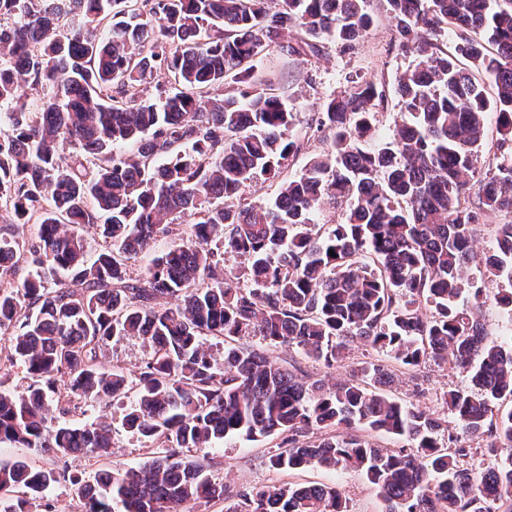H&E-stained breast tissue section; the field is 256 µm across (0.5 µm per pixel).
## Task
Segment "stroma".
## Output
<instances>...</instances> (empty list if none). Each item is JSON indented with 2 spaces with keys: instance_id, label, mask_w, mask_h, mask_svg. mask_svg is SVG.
I'll list each match as a JSON object with an SVG mask.
<instances>
[{
  "instance_id": "obj_1",
  "label": "stroma",
  "mask_w": 512,
  "mask_h": 512,
  "mask_svg": "<svg viewBox=\"0 0 512 512\" xmlns=\"http://www.w3.org/2000/svg\"><path fill=\"white\" fill-rule=\"evenodd\" d=\"M368 11L372 24L356 48L346 54L340 53L335 41L322 39L319 51L309 56H284L272 48H265L256 60L259 74L273 78L278 94L283 98L295 119L289 130L291 138L301 140L302 150L290 157L283 170L284 176L299 174L310 154L323 147L321 136L309 128L315 112L321 110L324 101L336 91L347 86L349 80L372 81L384 85L386 100L384 108L376 116V136L390 138L393 134L398 95L395 78L409 65L413 58L401 54L395 46V23L386 12L381 0H369ZM150 347L137 338H126L103 345L99 359L103 368L122 367L128 376H136L148 361ZM271 356L299 366L310 374L342 378L357 367L378 358V351L366 341H356L350 356L335 367L307 360L297 349L274 348ZM471 382L465 373L448 364L427 362L422 366L418 378L403 376L397 389L401 398L419 404L436 416H443L442 397L451 389L470 388ZM131 401L122 398L116 401L103 400L94 407L75 410L69 417L71 423L88 422L95 418L105 419L112 428V454L109 465L116 470L144 463L151 456L149 448L123 426V416ZM277 438L270 437L258 442L238 438L225 440L223 445L210 451L207 465L217 481L235 488H259L275 482L320 483L336 487L349 512H388L386 503L379 497L366 479L354 470H330L310 468L295 473H278L267 466V457L277 447ZM27 458L32 464L47 469L68 468L70 473L92 476L96 461L84 456L60 459L42 448H20L0 444V463L18 458Z\"/></svg>"
}]
</instances>
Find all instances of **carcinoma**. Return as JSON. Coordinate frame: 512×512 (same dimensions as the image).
<instances>
[{
  "mask_svg": "<svg viewBox=\"0 0 512 512\" xmlns=\"http://www.w3.org/2000/svg\"><path fill=\"white\" fill-rule=\"evenodd\" d=\"M367 2L88 0L73 13L64 0H0V209L19 230L36 226L0 238V361L30 377L21 391L0 380V443L105 457L109 424L50 429L47 402L64 419L131 392L124 425L153 447L141 465L89 479L0 465V512H29L61 481L85 512L213 500L224 512H348L327 485L255 491L207 472L214 444L275 435L271 469L359 471L389 512H512V337L490 338L479 320L490 300L512 309V0H384L399 51L419 58L397 79L394 138L369 143L386 94L355 81L317 113L327 146L272 201L243 198L300 151L293 113L271 80L253 78L256 57L315 53L323 38L347 52L371 23ZM445 31L452 54L438 44ZM157 69L172 86L163 98L147 91ZM485 148L494 172L477 180L475 206L465 186ZM343 203L344 223L315 230L316 211ZM487 213L508 221L479 257L471 240ZM86 224L103 240L92 260ZM159 236L167 249L130 277L128 262ZM228 253L243 272L226 268ZM21 261L35 273L16 283ZM472 264L511 288L461 307ZM243 336L266 345L241 347ZM125 337L152 349L133 379L98 363L106 340ZM358 339L380 360L336 382L268 353L295 347L329 368ZM429 359L470 374L472 390L443 397L449 426L388 391L396 368L414 374Z\"/></svg>",
  "mask_w": 512,
  "mask_h": 512,
  "instance_id": "cac0c4a2",
  "label": "carcinoma"
}]
</instances>
